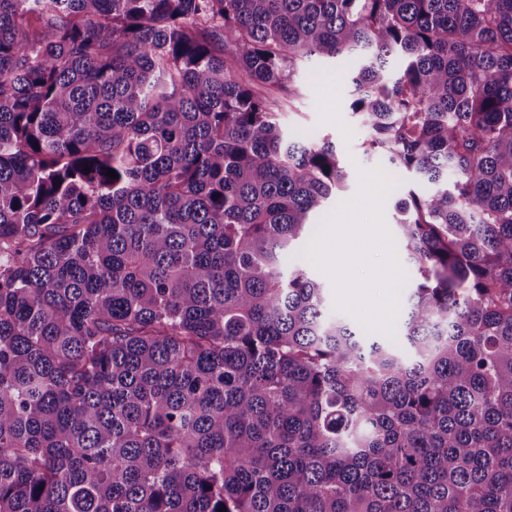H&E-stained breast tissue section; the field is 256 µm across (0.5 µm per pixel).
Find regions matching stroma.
I'll list each match as a JSON object with an SVG mask.
<instances>
[{"label":"stroma","mask_w":512,"mask_h":512,"mask_svg":"<svg viewBox=\"0 0 512 512\" xmlns=\"http://www.w3.org/2000/svg\"><path fill=\"white\" fill-rule=\"evenodd\" d=\"M309 68L318 75L306 79L298 75L296 85L302 96L291 111L283 114V125L307 132L321 139L331 138L340 154L347 172L344 189L336 200L324 210L320 222V237L336 238L342 249L354 248L365 234L383 237L389 245V255L397 266L392 287L374 289L375 300L385 301L391 307L387 322L381 323L363 317L354 307L344 303L339 282L331 273L335 259H322L316 250H309L304 262L308 275L322 284L325 290L326 308L334 315L350 320L373 336H396L400 330L404 303L412 286L413 270L398 241L396 201L408 189L414 188L411 177H392L384 172L382 162L364 151L368 138L350 110L351 88L346 79L335 74L333 61L312 58Z\"/></svg>","instance_id":"stroma-1"}]
</instances>
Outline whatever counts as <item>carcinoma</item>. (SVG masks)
<instances>
[{"mask_svg":"<svg viewBox=\"0 0 512 512\" xmlns=\"http://www.w3.org/2000/svg\"><path fill=\"white\" fill-rule=\"evenodd\" d=\"M312 56L429 187L391 340L298 266ZM222 508L512 512V0H0V512Z\"/></svg>","mask_w":512,"mask_h":512,"instance_id":"obj_1","label":"carcinoma"}]
</instances>
